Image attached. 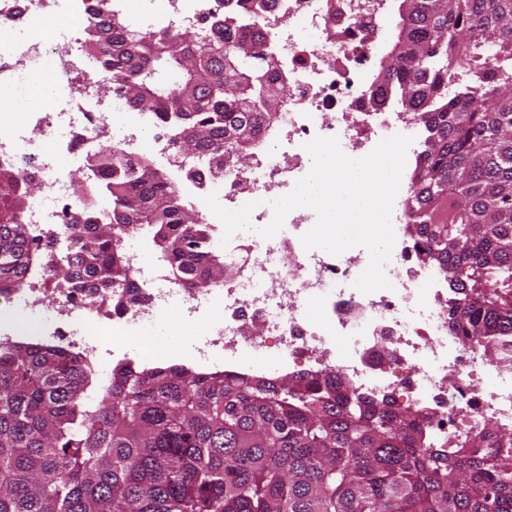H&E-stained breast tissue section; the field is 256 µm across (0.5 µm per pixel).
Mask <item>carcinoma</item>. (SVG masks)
<instances>
[{
  "label": "carcinoma",
  "mask_w": 512,
  "mask_h": 512,
  "mask_svg": "<svg viewBox=\"0 0 512 512\" xmlns=\"http://www.w3.org/2000/svg\"><path fill=\"white\" fill-rule=\"evenodd\" d=\"M205 30L86 32L112 91L154 112L170 142L187 127L213 174L249 154L276 120L288 80L254 31L268 0H223ZM394 43L368 99L400 93L424 133L405 200L423 263L448 282V329L512 370V0H395ZM111 200L76 208L79 266L67 287L129 284L112 225L152 229L160 257L191 281L224 275L202 247L196 207L147 160L91 162ZM0 167V289L35 259L18 220L22 188ZM87 366L60 346L0 343V512H512V435H480L461 455L428 442L429 417L349 390L332 374L272 379L181 365L112 370L87 405Z\"/></svg>",
  "instance_id": "1"
}]
</instances>
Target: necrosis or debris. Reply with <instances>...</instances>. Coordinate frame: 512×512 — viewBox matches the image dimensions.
<instances>
[{"label": "necrosis or debris", "instance_id": "4bbe7bcc", "mask_svg": "<svg viewBox=\"0 0 512 512\" xmlns=\"http://www.w3.org/2000/svg\"><path fill=\"white\" fill-rule=\"evenodd\" d=\"M0 0V99L47 82L21 115L0 112V166L34 178L39 199L25 222L33 246L59 266L77 267L78 253L61 244L66 215L79 201L70 170L91 157L100 132L119 133L133 161L166 155L151 112H132L120 96L98 95L99 58L82 38L102 16L146 32L195 28L223 8L222 0ZM385 0H272L263 21L269 50L282 56L290 97L268 147L226 168L218 188L226 209L254 203L252 231L224 250V279L189 287L146 250L126 252L133 285L110 295L51 288L45 266L31 267L20 285L0 290V338L20 330L15 314L34 322L33 335L77 351L87 366L120 356L98 340L176 322L185 351L203 371L226 366L253 372L289 366L331 371L359 391L403 393L409 407L430 411L428 433L444 444L467 433L512 432V379L478 349L448 330V284L420 263L406 232L405 213L393 212L396 243L385 273L390 288H355L369 264L365 248L334 256L305 249L301 237L315 223L308 208L291 211L272 238L257 228L273 218L270 202L289 193L311 168L304 145L337 138L359 159L385 138L416 136L420 123L389 91L384 108L364 102L368 65L384 25ZM334 58L326 66V58ZM257 327V338L242 332Z\"/></svg>", "mask_w": 512, "mask_h": 512}]
</instances>
